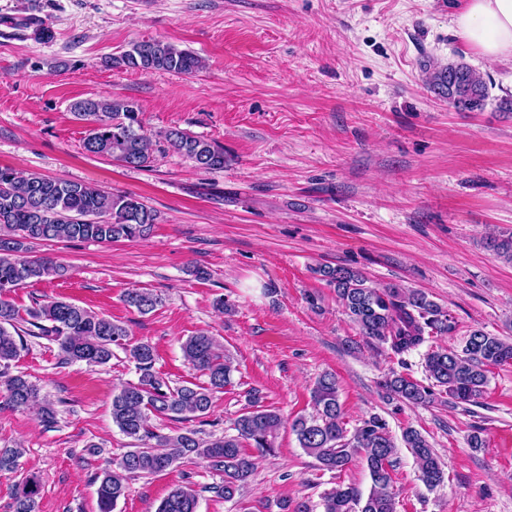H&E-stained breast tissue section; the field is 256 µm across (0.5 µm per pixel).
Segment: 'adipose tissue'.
Listing matches in <instances>:
<instances>
[{
    "instance_id": "obj_1",
    "label": "adipose tissue",
    "mask_w": 512,
    "mask_h": 512,
    "mask_svg": "<svg viewBox=\"0 0 512 512\" xmlns=\"http://www.w3.org/2000/svg\"><path fill=\"white\" fill-rule=\"evenodd\" d=\"M453 30L488 60L512 61V0H463Z\"/></svg>"
}]
</instances>
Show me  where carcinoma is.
Wrapping results in <instances>:
<instances>
[{"mask_svg":"<svg viewBox=\"0 0 512 512\" xmlns=\"http://www.w3.org/2000/svg\"><path fill=\"white\" fill-rule=\"evenodd\" d=\"M112 67L142 71L193 74L202 69L197 55L161 40L135 42ZM431 91L460 111L483 109L489 97L484 76L463 61L437 65L428 70ZM77 119L91 124L84 139L86 152L107 156L124 165L146 167L150 163L152 139L139 120L140 109L128 100L81 99L73 105ZM164 147L206 171L224 169V148L171 127L159 132ZM157 214L136 195L107 192L91 184L61 181L39 173L26 176L0 166V402L14 409H37L47 424L56 422L53 404L40 398L39 388L23 374L9 372L18 358L25 337L45 338L58 344L61 362H80L88 367L107 364L114 350L122 351L139 371L137 382L128 383L113 395L112 423L132 442L117 461L93 476L97 484L99 512H113L134 478L163 474L179 463L199 458L222 482L196 489L187 483L172 488L156 512H197L200 492H213L226 500L239 493L241 483L252 473V456L243 452L247 443L260 453H275V439L285 424L274 409L261 405L254 390L248 394L249 408L233 423L234 435L206 438L188 423L209 414L213 399L232 384L233 365L217 340L198 332L185 339L182 352L192 369L207 377L199 385L184 382L171 386L154 370L155 350L147 341H134L127 328L92 310L63 300L37 305L20 316L8 299L16 288L44 278L61 277L66 268L48 257H30L37 241H93L111 244L148 235ZM497 256L512 262V231H504L487 242ZM352 323L363 336L377 340L402 356L423 345L431 336L452 330L448 311L421 289L396 285L374 287L363 273L351 267L323 266L317 270ZM126 306L142 315L152 313L160 298L149 290L133 289L123 295ZM512 365V341L474 329L464 346L427 353L425 368L438 387L456 404L474 405L488 382L489 368ZM387 394L423 405L435 392L405 374L384 381ZM310 415H299L290 423L301 448L319 467L329 472L344 470L361 455L372 481L367 496L355 488L339 487L323 496V512H396L391 490L390 468L396 443L386 422L372 415L348 431L343 423L336 377L325 373L313 389ZM157 414L186 424L168 435L151 430L148 415ZM419 470L421 481L434 489L444 482L443 464L428 439L413 427L402 433ZM25 449L0 448V472L19 469ZM40 483L34 476L23 478L13 490L12 512H37Z\"/></svg>","mask_w":512,"mask_h":512,"instance_id":"carcinoma-1","label":"carcinoma"}]
</instances>
